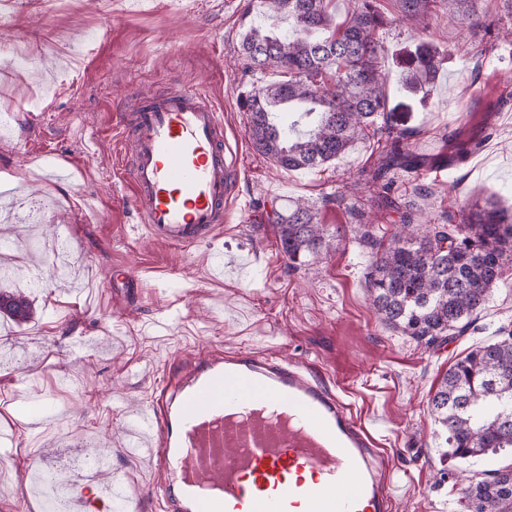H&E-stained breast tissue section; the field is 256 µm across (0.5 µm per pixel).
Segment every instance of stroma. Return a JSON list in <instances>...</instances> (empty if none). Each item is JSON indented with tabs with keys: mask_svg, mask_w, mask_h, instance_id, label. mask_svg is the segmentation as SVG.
Wrapping results in <instances>:
<instances>
[{
	"mask_svg": "<svg viewBox=\"0 0 512 512\" xmlns=\"http://www.w3.org/2000/svg\"><path fill=\"white\" fill-rule=\"evenodd\" d=\"M247 5L0 0V186L24 185L38 201L36 221L15 205L11 221H0V264L41 267L54 224L70 245L67 267L32 290L31 320L0 332V512H43L28 473L68 483L71 463L94 453L110 458L98 484L102 512H161L154 473L124 427L198 348L314 368L375 437L394 512H461L463 486L512 465L508 450L448 459L430 415L449 366L512 328V264L464 335L434 347L386 328L366 288L367 239L391 236L398 203L444 224L489 192L512 201V7L479 0L487 26L474 31L444 10L410 27L398 20V0H378L388 94L409 149L428 159L420 172H392L394 204L381 207L365 185L379 165L372 142L298 171L252 149L240 96L279 75L245 69L236 54ZM422 42L444 57L423 105L403 89L397 64ZM180 89L207 92L238 159L223 230L187 248L148 237L113 130L137 95ZM56 167L67 180L45 178ZM357 182L364 190L352 191ZM299 199L315 209L329 248L292 268L264 209ZM21 399L54 402L65 424L35 425Z\"/></svg>",
	"mask_w": 512,
	"mask_h": 512,
	"instance_id": "stroma-1",
	"label": "stroma"
}]
</instances>
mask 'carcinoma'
Segmentation results:
<instances>
[{"mask_svg": "<svg viewBox=\"0 0 512 512\" xmlns=\"http://www.w3.org/2000/svg\"><path fill=\"white\" fill-rule=\"evenodd\" d=\"M400 21L418 24L442 3L461 24H483L478 0H399ZM269 16L288 29L250 25L239 45L247 68L276 69L282 79L255 86L240 98L252 148L284 170L316 169L347 155L370 134H382L379 166L372 176L378 201L391 205L392 169L417 172L426 160L405 144L406 132L391 121L382 72L384 48L376 32L386 24L376 0H354L346 19L335 22L330 0H261ZM442 61L436 47L420 43L403 61L401 82L410 95L429 94ZM399 229L372 244L367 290L382 323L428 346L462 335L484 309L512 263V211L494 196L475 201L452 224H415L409 202ZM283 255L294 267L319 256L324 229L313 207L295 201L271 207ZM25 289H0V313L20 325L32 316ZM445 435L448 458L468 459L512 448V331L482 344L446 372L430 401ZM465 512H512V467L463 491Z\"/></svg>", "mask_w": 512, "mask_h": 512, "instance_id": "cac0c4a2", "label": "carcinoma"}]
</instances>
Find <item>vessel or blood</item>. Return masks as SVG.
<instances>
[{"mask_svg":"<svg viewBox=\"0 0 512 512\" xmlns=\"http://www.w3.org/2000/svg\"><path fill=\"white\" fill-rule=\"evenodd\" d=\"M130 189L157 241L187 248L224 224L235 159L201 90L140 99L121 113ZM164 488V512H392L376 440L305 366L211 349L169 376L128 428ZM311 471L319 483L290 480ZM96 512L93 479L69 487Z\"/></svg>","mask_w":512,"mask_h":512,"instance_id":"1","label":"vessel or blood"}]
</instances>
